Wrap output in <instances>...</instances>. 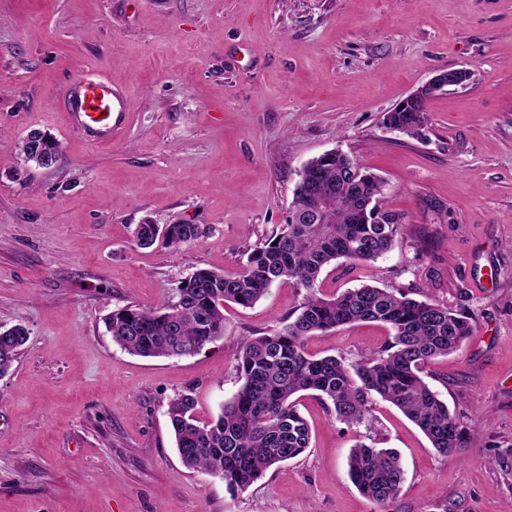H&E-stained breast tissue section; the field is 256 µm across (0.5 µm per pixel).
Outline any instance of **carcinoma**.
I'll return each instance as SVG.
<instances>
[{
    "mask_svg": "<svg viewBox=\"0 0 512 512\" xmlns=\"http://www.w3.org/2000/svg\"><path fill=\"white\" fill-rule=\"evenodd\" d=\"M427 120L426 105L409 110L398 104L384 115V126L414 137ZM20 151L49 167L62 159L60 143L37 129L22 139ZM383 187L379 177L346 154L314 159L302 169L301 194L287 223L248 252L240 273L196 268L170 302L154 308L126 305L105 317L112 341L130 354L186 357L224 337L225 303L249 308L282 281L304 292L281 330L240 340L241 385L216 419L202 422L194 416L190 389L169 400L166 414L185 467L221 478L232 494L247 489L271 467L309 448L308 424L297 404L303 395L326 403L350 428L369 422L373 399L379 398L397 407L438 453H459L468 446L465 428L422 372L427 362L459 350L472 336L470 318L398 288L362 284L331 298L319 290L318 277L328 266L374 262L402 236L403 217L385 207ZM307 197L329 202L325 223H312L314 215L303 210ZM203 234L198 224H138L133 231L136 246L150 248L162 239L174 253ZM359 322L381 323L391 331L372 355L349 362L306 351L309 337ZM27 341L22 325L0 330V374L11 369ZM347 467L357 490L376 502L397 495L404 482L394 448L360 441L350 449Z\"/></svg>",
    "mask_w": 512,
    "mask_h": 512,
    "instance_id": "1",
    "label": "carcinoma"
}]
</instances>
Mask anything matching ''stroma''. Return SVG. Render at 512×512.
I'll use <instances>...</instances> for the list:
<instances>
[{"label":"stroma","mask_w":512,"mask_h":512,"mask_svg":"<svg viewBox=\"0 0 512 512\" xmlns=\"http://www.w3.org/2000/svg\"><path fill=\"white\" fill-rule=\"evenodd\" d=\"M448 69L470 77L429 99L419 136L384 127ZM91 73L128 99L106 145L64 112ZM34 128L60 142L57 166L21 157ZM333 149L384 180L406 230L375 263L327 267L320 290L398 288L471 317L424 371L470 446L439 454L378 398L351 430L306 396L309 448L233 495L182 464L167 403L190 388L215 417L240 386L239 339L281 329L301 294L226 305L223 338L184 358L130 354L104 319L171 301L195 268L239 272ZM147 221L210 232L141 249ZM16 324L29 338L0 376V512H512V0H0V326ZM388 338L357 323L306 348L356 361ZM360 440L400 454L393 499L352 484Z\"/></svg>","instance_id":"1"}]
</instances>
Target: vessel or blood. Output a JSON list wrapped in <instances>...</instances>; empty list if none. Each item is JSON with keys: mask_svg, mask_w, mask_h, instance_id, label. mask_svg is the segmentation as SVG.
<instances>
[{"mask_svg": "<svg viewBox=\"0 0 512 512\" xmlns=\"http://www.w3.org/2000/svg\"><path fill=\"white\" fill-rule=\"evenodd\" d=\"M66 110L69 126L81 131L94 144L111 142L128 121V104L123 92L94 75L83 79Z\"/></svg>", "mask_w": 512, "mask_h": 512, "instance_id": "vessel-or-blood-1", "label": "vessel or blood"}]
</instances>
